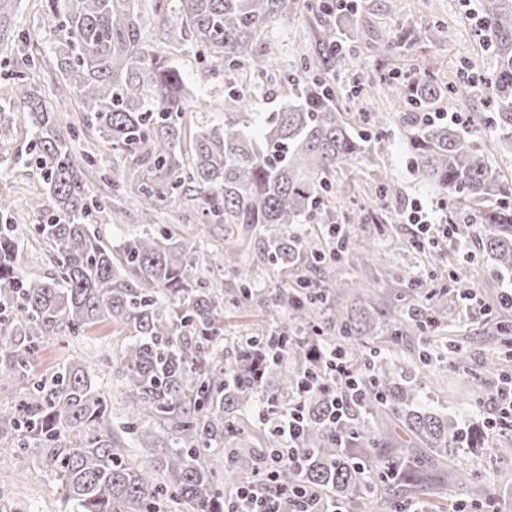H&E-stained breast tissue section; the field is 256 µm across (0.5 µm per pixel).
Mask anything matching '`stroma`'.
<instances>
[{
    "label": "stroma",
    "mask_w": 512,
    "mask_h": 512,
    "mask_svg": "<svg viewBox=\"0 0 512 512\" xmlns=\"http://www.w3.org/2000/svg\"><path fill=\"white\" fill-rule=\"evenodd\" d=\"M362 14L361 33L356 41L346 43L344 64L334 78L336 106L351 125H358L362 110L387 112L389 98L378 89L367 90V83L382 74L422 72L437 80L465 83L467 77L489 68V52L475 33L471 18L478 11V0H359ZM14 19L28 32L29 44L41 47L43 53L53 48L54 19L44 12L42 0H17ZM324 17L308 10L305 0H295L287 16L271 25L266 36L280 49L283 70L295 72L311 52L317 30ZM384 31L409 33L410 38L390 53L373 52L371 42ZM143 36L160 53L173 57L181 66L185 82L193 96L202 99V112L213 125L224 122V98L227 77L205 78L201 75L203 62L190 42L168 46L159 36L153 19L143 24ZM33 78L50 106L59 107L66 125L78 129L75 141L77 153L93 151L97 167L87 173V183L93 196L103 206H111L112 190L100 180V169H111L112 151L105 146L87 124L78 109L76 97L58 101L57 86L61 78L55 70L37 69ZM388 171L395 180L399 194L377 213H368L372 203L375 181L379 171ZM38 170L25 160L6 158L0 163V200L8 201L12 214L21 224L36 223V215L27 207L31 197L42 189ZM336 206L350 215L347 235L352 239L377 241L386 254V261H370L364 270L345 266L344 276L365 284L363 302L374 313L414 309L425 314L429 304L414 291L415 281L430 279L431 274L421 255L408 249L413 228L407 224L405 213L410 204H420L432 216H440L446 200L438 189L426 185L416 175L407 147V133L399 120H391L383 139L371 140L367 154L357 172L337 171L333 184ZM199 202H186L166 208L155 217L156 223L174 224L190 238L199 239L208 247L211 239L201 223ZM480 225H473L470 236L454 241L446 256L450 264L463 265L468 284L479 295L478 306L465 309L451 298H443L442 323L453 335L463 338L472 352L468 365L457 364L450 357L438 362V380L423 389L425 404L449 416L459 417L470 424H482L494 406L498 378H484L477 355L487 339L496 333L500 320L512 322V309L500 310L499 300L504 288L512 286V275L494 276L489 260L482 249ZM112 354V327L103 325L80 340L51 341L41 347L33 358L29 378H21L0 368V408L14 404L24 396L30 378L51 375L63 363L79 359H97L93 372L98 387L109 398V407L120 411L122 394L107 357ZM0 512H73L63 501L55 479L39 467L15 470L7 484L0 487Z\"/></svg>",
    "instance_id": "35a3bbf8"
}]
</instances>
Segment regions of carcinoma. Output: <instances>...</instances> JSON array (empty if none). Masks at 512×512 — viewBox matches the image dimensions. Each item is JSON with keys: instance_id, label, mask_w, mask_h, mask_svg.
<instances>
[{"instance_id": "obj_1", "label": "carcinoma", "mask_w": 512, "mask_h": 512, "mask_svg": "<svg viewBox=\"0 0 512 512\" xmlns=\"http://www.w3.org/2000/svg\"><path fill=\"white\" fill-rule=\"evenodd\" d=\"M16 0H0V44L27 39L10 25ZM143 0H47L55 16L53 54L64 86L108 147L117 164L102 180L112 195L159 213L177 201L200 200L206 224L223 245L199 251L182 233L149 222L117 248L97 229L104 207L88 194L85 169L94 166L64 135L57 115L23 71L0 83V158L16 142L19 126L30 143L44 189L28 202L36 224H15L0 203V368L29 376L31 357L54 337L80 339L110 323L118 340L116 373L124 384L125 414L108 419V398L89 364L69 361L32 382L17 403L0 409V438H12L0 465L33 463L56 477L75 512H224L237 490L257 483L263 461L279 447L275 425L254 420L268 401L281 410L300 404L305 428L297 441L301 466L290 479L310 498L293 495L281 512L340 504L346 512H398L400 498L417 506L429 494L454 501L459 491L484 488L476 472L462 475L460 445L484 442V428H461L448 415L419 405L433 376L439 349L458 363L469 353L449 336H432L417 361L395 355L403 323L391 317L386 340L372 337L357 305H336L348 287L340 268L374 259L371 241L351 244L325 238L336 200L331 180L366 153L368 135L352 132L338 112L331 80L343 64V44L356 39L358 14L331 6L301 73L280 71L276 46L253 51L266 28L288 13V0H178L180 26L168 22L169 4L150 0L166 40L189 39L214 65H228L249 79L280 74L288 106L258 117L240 85L225 98L222 125L188 126V93L179 64L159 56L142 37ZM476 31L493 65L472 80L486 90L491 108L477 121L512 153V0H479ZM394 114L408 129L412 162L420 179L448 196L458 237L471 233L458 206L493 203L474 218L483 225L486 252L497 271H512V182L494 172L482 139L450 119L424 113L460 95L453 83L416 73L385 78ZM385 112L363 116L375 138L384 136ZM397 185L382 171L375 201L382 205ZM44 240L56 271H25L19 242ZM308 263L312 278L299 272ZM278 293L269 319L287 315L280 334L260 323L242 336L219 326L226 296L235 307L258 304L260 270ZM229 276L226 290L219 275ZM455 297L468 286L462 270L447 272ZM489 340L481 368L502 376L512 369V336ZM335 350L358 384L343 415L344 432L331 427L333 392L317 387L298 398L299 386L332 374L315 352ZM136 437L143 458L126 447Z\"/></svg>"}]
</instances>
